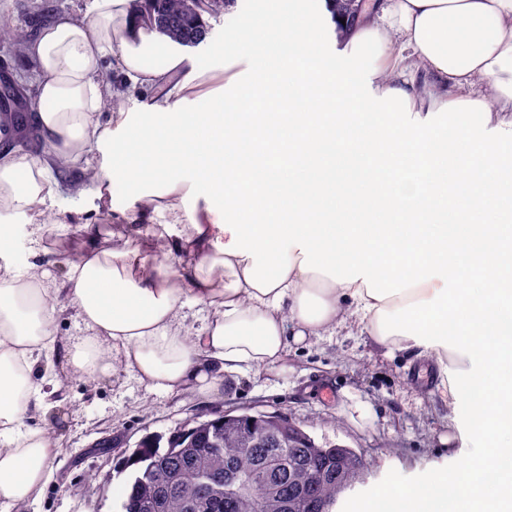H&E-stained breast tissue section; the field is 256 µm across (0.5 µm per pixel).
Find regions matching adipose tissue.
<instances>
[{"label":"adipose tissue","mask_w":512,"mask_h":512,"mask_svg":"<svg viewBox=\"0 0 512 512\" xmlns=\"http://www.w3.org/2000/svg\"><path fill=\"white\" fill-rule=\"evenodd\" d=\"M143 14L92 0L22 43L39 147L0 129V208L31 220L40 260L18 272L17 227L0 225V507L23 512L47 483L56 444L22 424L45 408L64 313L87 330L74 369L159 394L217 396L290 344L366 331L432 362L447 402L469 397L482 443L462 468L378 489L367 512L512 502V0H366L329 65L327 6L265 0L227 34L223 90L203 95L198 57ZM72 169L98 201L131 193L113 228L84 225L56 282L41 242L72 220L55 206ZM189 300L210 312L195 333Z\"/></svg>","instance_id":"ef3b65f1"}]
</instances>
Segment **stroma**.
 Returning <instances> with one entry per match:
<instances>
[{"mask_svg":"<svg viewBox=\"0 0 512 512\" xmlns=\"http://www.w3.org/2000/svg\"><path fill=\"white\" fill-rule=\"evenodd\" d=\"M89 5L90 0H0V28L31 33L53 11L81 17ZM253 8L254 0H239L232 20L220 13L208 18V35L192 51L213 73L224 70L218 46L232 24L244 22ZM76 179L75 172L63 173L56 199L57 206L72 210L73 223L50 227L48 233L56 252L51 268L56 280L69 268L80 225L107 223L110 210L127 203L118 189L110 208H98L92 191H72ZM415 366L406 353L384 355L369 336L356 331L318 336L290 346L284 368L225 382L222 399L225 410L280 413L316 442L354 449L364 461V471L339 497L334 512H361L378 487L421 484L449 466H461L477 450L476 442L455 425L466 414V400L448 405L434 389L417 387L409 376ZM57 380L48 396V413L24 422L25 428L51 431L56 440L49 480L27 512H121L118 490L123 480L113 474V454L135 447L146 435H169L216 409L211 395L154 394L126 372L91 380L63 365ZM325 386L332 389V397L322 396ZM106 440L112 443L108 453L99 448Z\"/></svg>","mask_w":512,"mask_h":512,"instance_id":"stroma-1","label":"stroma"}]
</instances>
